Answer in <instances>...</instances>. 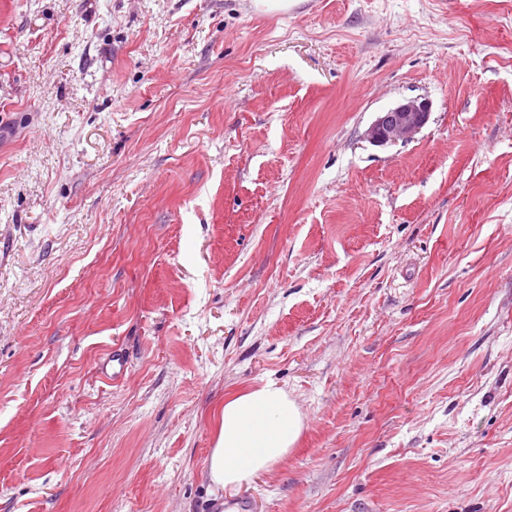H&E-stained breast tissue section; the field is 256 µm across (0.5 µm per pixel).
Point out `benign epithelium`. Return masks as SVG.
Here are the masks:
<instances>
[{
	"label": "benign epithelium",
	"mask_w": 512,
	"mask_h": 512,
	"mask_svg": "<svg viewBox=\"0 0 512 512\" xmlns=\"http://www.w3.org/2000/svg\"><path fill=\"white\" fill-rule=\"evenodd\" d=\"M430 105L424 99L409 98L379 113L365 131L366 139L384 146L414 137L428 122Z\"/></svg>",
	"instance_id": "benign-epithelium-1"
}]
</instances>
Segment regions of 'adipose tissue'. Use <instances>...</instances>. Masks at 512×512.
<instances>
[{"instance_id": "adipose-tissue-1", "label": "adipose tissue", "mask_w": 512, "mask_h": 512, "mask_svg": "<svg viewBox=\"0 0 512 512\" xmlns=\"http://www.w3.org/2000/svg\"><path fill=\"white\" fill-rule=\"evenodd\" d=\"M303 427L296 401L273 381L228 398L208 459L210 482L232 492L268 473L287 459Z\"/></svg>"}]
</instances>
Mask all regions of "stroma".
Instances as JSON below:
<instances>
[{"mask_svg": "<svg viewBox=\"0 0 512 512\" xmlns=\"http://www.w3.org/2000/svg\"><path fill=\"white\" fill-rule=\"evenodd\" d=\"M267 380L250 512H512V0H0V512H212ZM429 103L421 98H409L380 112L365 131L366 139L376 146L413 138L428 122ZM303 427L296 401L273 381L228 398L208 459L210 482L232 492L268 473L288 458Z\"/></svg>", "mask_w": 512, "mask_h": 512, "instance_id": "stroma-1", "label": "stroma"}]
</instances>
